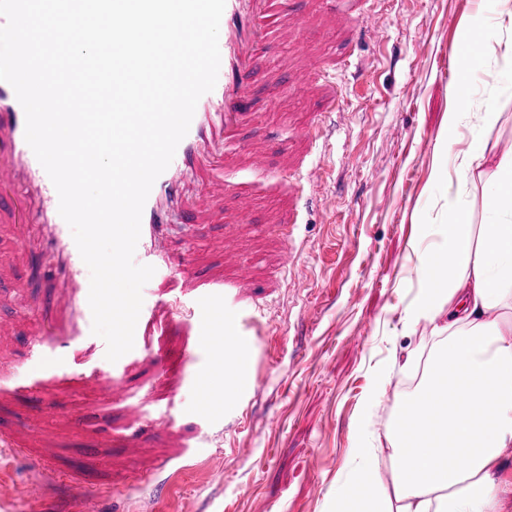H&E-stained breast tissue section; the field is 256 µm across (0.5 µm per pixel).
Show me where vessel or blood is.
<instances>
[{
    "label": "vessel or blood",
    "mask_w": 512,
    "mask_h": 512,
    "mask_svg": "<svg viewBox=\"0 0 512 512\" xmlns=\"http://www.w3.org/2000/svg\"><path fill=\"white\" fill-rule=\"evenodd\" d=\"M272 4L273 0H226L220 21L224 38L219 43L216 86L200 98L187 135L171 164L154 182L143 209L135 256L138 263L156 270L151 278L155 298L141 308L133 349L114 363L100 359L99 348L90 337L87 266L70 227L59 214L57 191L25 140L24 110L12 86L0 81V224L13 226L22 243L18 255L0 254V283L12 280L21 267L33 279L47 263L55 272L45 293L50 331L27 337L17 322L0 315V354L23 340L43 353L42 368L30 387L39 394L45 413H55L60 392L76 385L92 387L123 405L126 419L122 426L106 420L98 423L90 456H97L99 448L108 443L137 447L145 435L159 432L170 447H187L188 432L169 421L147 419L143 402L133 401L127 384L145 356L158 366V386L165 399L177 395L184 378L189 377L186 369H193L189 378L201 383L215 344V314H222L224 336L239 347L230 366L236 376V392L247 395L252 391L250 346L255 323L251 313L259 303L247 291L254 281V265L240 260L228 271L223 259L234 254L238 231L250 227L253 202L240 195L233 210L225 211L224 199L231 188L224 181L221 158L211 148L232 138L248 115L253 62L270 40ZM204 167L209 173L202 187L186 191L184 175ZM175 207L181 210L183 224L191 229L231 221L236 233L216 245L218 260L207 261L190 252L174 253L165 247L170 211ZM88 357L95 358L96 365L86 375L79 367ZM54 445L47 432L33 425L0 427V446L19 454L37 453L56 479L81 484L103 479L110 491L124 489L123 478L107 477L105 464L91 470L60 467ZM167 463V458H160L136 477L158 500L168 486L159 477Z\"/></svg>",
    "instance_id": "b4317fda"
}]
</instances>
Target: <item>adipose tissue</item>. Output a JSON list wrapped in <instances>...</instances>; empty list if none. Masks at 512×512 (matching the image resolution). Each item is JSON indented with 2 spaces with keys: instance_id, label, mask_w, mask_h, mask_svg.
Instances as JSON below:
<instances>
[{
  "instance_id": "ef3b65f1",
  "label": "adipose tissue",
  "mask_w": 512,
  "mask_h": 512,
  "mask_svg": "<svg viewBox=\"0 0 512 512\" xmlns=\"http://www.w3.org/2000/svg\"><path fill=\"white\" fill-rule=\"evenodd\" d=\"M512 59V27L479 20L459 41L468 68L494 46ZM448 115L454 168L437 169L448 183L444 234L415 252L419 289L405 320L427 323L437 340L425 374L394 405L385 445H377L364 417L351 449L352 491H339L328 512H504L512 494V152L497 153L484 138L502 120L500 98L473 104L466 73ZM468 126L473 143L458 147ZM482 186L484 221L474 224L462 196ZM400 459L391 485L378 470L380 455ZM468 460L456 470L448 462Z\"/></svg>"
}]
</instances>
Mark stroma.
I'll list each match as a JSON object with an SVG mask.
<instances>
[{
    "label": "stroma",
    "mask_w": 512,
    "mask_h": 512,
    "mask_svg": "<svg viewBox=\"0 0 512 512\" xmlns=\"http://www.w3.org/2000/svg\"><path fill=\"white\" fill-rule=\"evenodd\" d=\"M327 0H305L302 13L288 14L293 32L272 35L252 77L250 115L224 146V179L254 203L252 221L272 223L281 199L300 197L294 242L255 236L246 245L259 258L253 292L266 297L257 321H272L271 334L254 337L252 416L243 432L227 434L224 417L239 403L213 399V420L200 419L201 400L184 384L170 403L151 400L152 361H143L129 382L133 397L146 399L147 418L168 414L189 425L198 438L173 459L168 499L154 506L148 488L130 484L123 499L97 485L62 487L32 458L0 454L6 498L0 512H327L337 489L348 487L352 425L362 412L376 366L385 369L381 403L372 416L385 426L404 390L401 365L407 352L423 354L431 343L426 323L406 327L405 309L418 283L410 269L423 225L443 221L445 186L433 170L448 158V113L456 102L460 35L475 18L496 22L500 0H368L383 17L380 29L350 26L328 32ZM335 54L347 63L336 84L338 113L313 147L302 176L279 174L282 147L299 135L324 105L294 95L279 109L265 104L278 89L270 70L301 76L297 54ZM264 143L267 166L255 171L240 161L252 144ZM225 225L209 224L190 234L173 221L168 246L208 252ZM30 285L17 277L0 305L20 326L46 329L32 309ZM96 411L123 423L120 406L99 403L91 392L61 396L57 416L46 429L60 442V466L92 467L84 450L94 439L64 419ZM167 452L163 437L150 436L138 452L105 447L113 471L130 475L152 467ZM46 486L42 501L23 494L28 481Z\"/></svg>",
    "instance_id": "stroma-1"
}]
</instances>
